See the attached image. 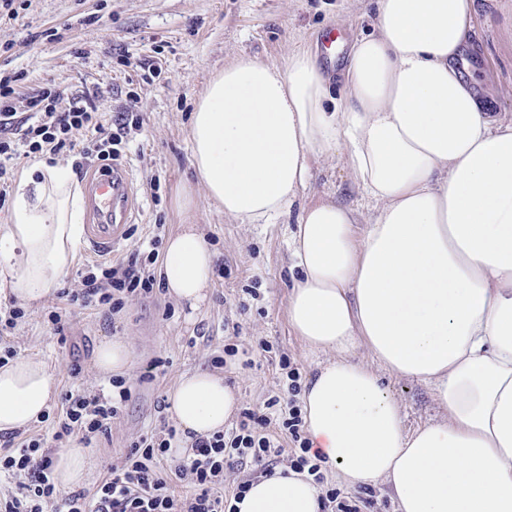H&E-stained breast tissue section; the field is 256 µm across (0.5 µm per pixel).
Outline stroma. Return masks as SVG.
<instances>
[{"label":"stroma","mask_w":512,"mask_h":512,"mask_svg":"<svg viewBox=\"0 0 512 512\" xmlns=\"http://www.w3.org/2000/svg\"><path fill=\"white\" fill-rule=\"evenodd\" d=\"M375 0H26L17 15L0 16V74L19 75L20 94L51 85L68 96L106 86L99 110L113 123L128 92L139 97L142 125L131 133L129 148L117 162L133 176L134 213L112 250V265H127L141 244L166 239L180 227L175 209L178 186L190 178L189 114L209 77L241 57L282 65L294 51L316 56L328 74L341 57L327 53V33L345 46L373 32ZM478 43L465 50L467 70L479 81L491 112L512 118V0H475ZM154 64L150 81L138 76L143 61ZM196 221L218 254L208 301L188 314L164 288L130 298L116 317L72 309L63 335H55L46 315L57 306L49 299L28 309L10 338L18 353L56 367L59 390L81 385L89 391L109 389L94 369L99 342L127 337L134 348L126 385L132 397L112 422L108 437L91 446V483L121 462L131 444L146 431L171 420L168 395L179 377L212 369L225 345L237 348L220 372L241 406L262 408L271 396L284 395L288 381L278 362L288 355L310 380L319 364L330 360L296 336L288 323L292 259L288 237L296 215L274 224H241L226 217L196 187ZM333 200L368 215L372 203L354 185L346 158H328L313 166V177L297 206ZM269 352H262V345ZM163 362L155 379L145 378L149 364ZM79 376H72V369ZM390 396L400 408L406 431L443 417L429 385L384 374ZM55 398L50 412L63 400ZM327 487L341 496L363 497V512H398L391 489L382 482L356 487L342 484L335 470L322 466Z\"/></svg>","instance_id":"35a3bbf8"}]
</instances>
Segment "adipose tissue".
I'll use <instances>...</instances> for the list:
<instances>
[{
  "label": "adipose tissue",
  "instance_id": "1",
  "mask_svg": "<svg viewBox=\"0 0 512 512\" xmlns=\"http://www.w3.org/2000/svg\"><path fill=\"white\" fill-rule=\"evenodd\" d=\"M376 31L340 72L344 93L305 51L277 66L244 57L214 75L190 116V164L163 247L168 296L197 311L215 251L196 228V186L225 216L269 224L289 213L313 160L349 155L375 204L300 210L289 245L299 276L288 322L315 351L336 352L302 394L305 427L339 478L385 480L399 512H512V121L489 112L456 64L474 45V0H376ZM83 190L65 164L38 161L15 183L0 225V279L38 307L61 289L82 240ZM365 347L374 371L352 357ZM128 339H103L94 368L126 375ZM432 387L442 420L406 432L383 373ZM58 393L53 366L18 355L0 366V436L26 431ZM169 410L184 437L222 430L238 407L222 375H183ZM89 448L58 455L59 488L82 487ZM237 512H320L308 473L252 481Z\"/></svg>",
  "mask_w": 512,
  "mask_h": 512
}]
</instances>
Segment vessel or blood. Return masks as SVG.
<instances>
[{
    "instance_id": "obj_1",
    "label": "vessel or blood",
    "mask_w": 512,
    "mask_h": 512,
    "mask_svg": "<svg viewBox=\"0 0 512 512\" xmlns=\"http://www.w3.org/2000/svg\"><path fill=\"white\" fill-rule=\"evenodd\" d=\"M88 202L93 222L87 227L88 255H110L112 246L130 221V186L126 172L98 173L88 178Z\"/></svg>"
}]
</instances>
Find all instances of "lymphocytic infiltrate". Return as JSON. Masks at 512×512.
I'll use <instances>...</instances> for the list:
<instances>
[{
	"instance_id": "1",
	"label": "lymphocytic infiltrate",
	"mask_w": 512,
	"mask_h": 512,
	"mask_svg": "<svg viewBox=\"0 0 512 512\" xmlns=\"http://www.w3.org/2000/svg\"><path fill=\"white\" fill-rule=\"evenodd\" d=\"M16 82V77L0 76V128H23L18 140H0V198L7 194L13 162L19 156H54L75 149L81 158L109 163L120 157L132 128L139 125L135 105H128L108 127L92 99L66 97L52 87L21 99ZM79 131L86 136L80 146L73 140ZM158 245V239H151L148 252L125 266H89L80 288L60 291L64 305L48 316L54 333L63 334L68 307L104 309L116 315L130 298L151 294L156 278L150 268L159 257ZM279 365L289 381L290 398L272 397L261 412L243 409L231 432L193 438L191 454L178 463L172 460L175 427L151 430L132 444L121 465L109 468L93 490L64 494L54 482V447L75 438L89 445L110 434L113 419L131 398L119 377L112 378L109 394L80 387L67 391L52 429L0 448V474L19 480L16 490L0 492V512H234L233 500L242 497L248 485L237 484L232 493H225V467L236 462L265 466L284 438L297 447L293 468L307 471L321 485L323 455L304 437L301 408L295 399L300 371L286 357ZM178 480L190 484L191 492L177 494L174 483ZM319 501L323 512H361L358 504L339 499L335 489L322 485Z\"/></svg>"
}]
</instances>
